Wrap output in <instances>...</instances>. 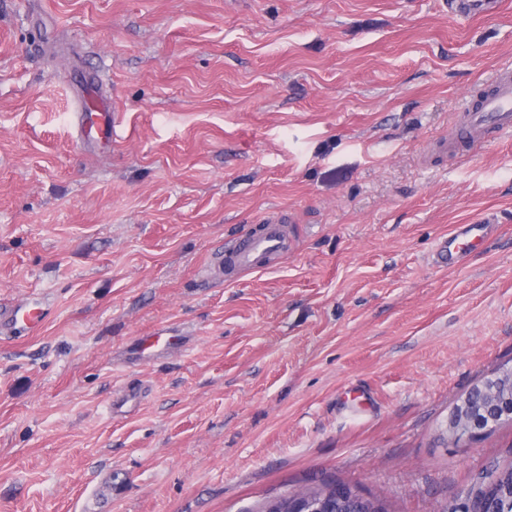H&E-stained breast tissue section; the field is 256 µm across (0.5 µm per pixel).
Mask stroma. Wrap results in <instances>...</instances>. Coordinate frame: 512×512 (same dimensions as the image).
<instances>
[{
	"label": "stroma",
	"instance_id": "1",
	"mask_svg": "<svg viewBox=\"0 0 512 512\" xmlns=\"http://www.w3.org/2000/svg\"><path fill=\"white\" fill-rule=\"evenodd\" d=\"M0 0V512H256L326 478L459 512L512 423V137L453 144L512 0ZM107 100L109 144L71 114ZM285 217L287 256L225 281ZM495 228L450 266L456 225ZM261 231L249 235L234 244L224 247V276L230 281L233 274L262 270L267 261L288 251V240L280 221L263 220ZM478 386L483 390L490 405L487 409L480 411L472 405L469 394L460 399L448 415L446 427L448 438L454 443L463 438L472 442L477 441L490 425L504 420H512V408L510 406L500 407L497 404L495 387L488 381Z\"/></svg>",
	"mask_w": 512,
	"mask_h": 512
}]
</instances>
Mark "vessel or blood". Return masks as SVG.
I'll list each match as a JSON object with an SVG mask.
<instances>
[{"label": "vessel or blood", "mask_w": 512, "mask_h": 512, "mask_svg": "<svg viewBox=\"0 0 512 512\" xmlns=\"http://www.w3.org/2000/svg\"><path fill=\"white\" fill-rule=\"evenodd\" d=\"M80 129L96 128L104 137L112 135V111L103 108L99 112L80 110L75 114ZM462 133L469 141L484 140L486 135L501 137L512 134V67L498 70L487 93L476 102H467L462 109ZM486 225L463 224L457 227L450 248L444 259L459 261L468 251L482 243ZM288 250V240L280 222L265 221L261 231L249 235L224 249V276L234 273L264 269L271 257Z\"/></svg>", "instance_id": "vessel-or-blood-1"}]
</instances>
